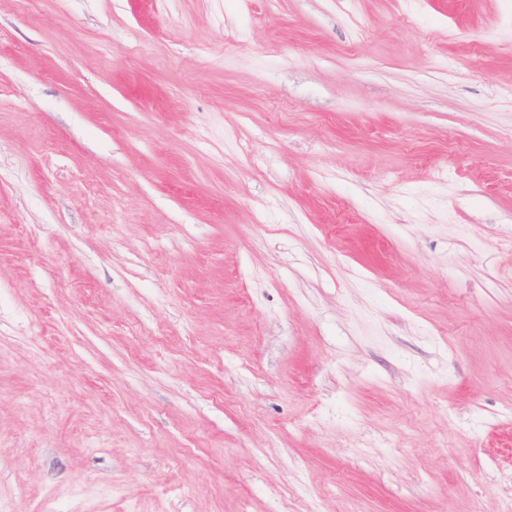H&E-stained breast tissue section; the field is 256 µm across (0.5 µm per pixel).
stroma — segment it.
I'll return each instance as SVG.
<instances>
[{
	"instance_id": "1",
	"label": "stroma",
	"mask_w": 512,
	"mask_h": 512,
	"mask_svg": "<svg viewBox=\"0 0 512 512\" xmlns=\"http://www.w3.org/2000/svg\"><path fill=\"white\" fill-rule=\"evenodd\" d=\"M512 0H0V512H506Z\"/></svg>"
}]
</instances>
